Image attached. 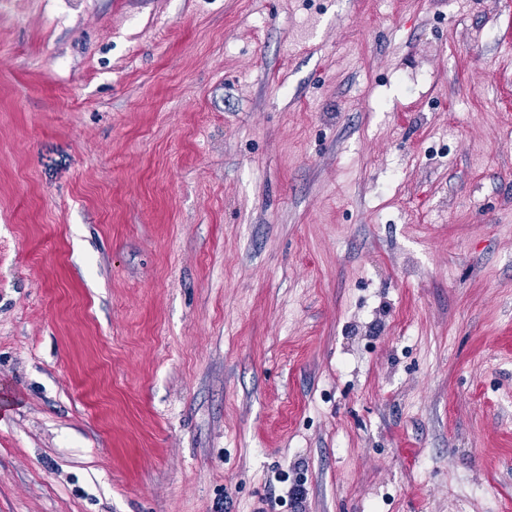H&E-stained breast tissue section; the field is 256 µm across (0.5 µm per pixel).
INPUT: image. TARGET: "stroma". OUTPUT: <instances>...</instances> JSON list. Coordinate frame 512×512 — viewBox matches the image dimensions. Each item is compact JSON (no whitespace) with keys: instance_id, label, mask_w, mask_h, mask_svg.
I'll use <instances>...</instances> for the list:
<instances>
[{"instance_id":"35a3bbf8","label":"stroma","mask_w":512,"mask_h":512,"mask_svg":"<svg viewBox=\"0 0 512 512\" xmlns=\"http://www.w3.org/2000/svg\"><path fill=\"white\" fill-rule=\"evenodd\" d=\"M0 512H512V0H0Z\"/></svg>"}]
</instances>
